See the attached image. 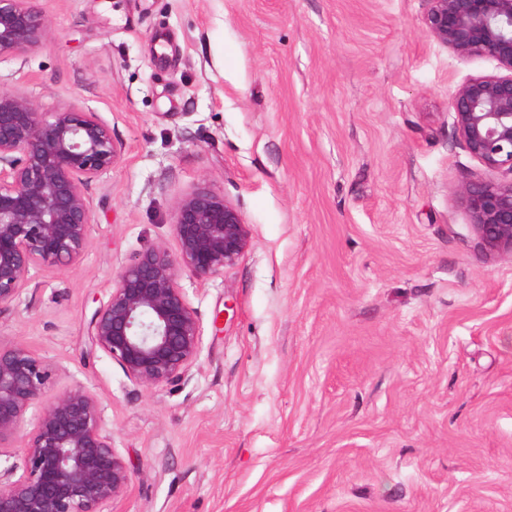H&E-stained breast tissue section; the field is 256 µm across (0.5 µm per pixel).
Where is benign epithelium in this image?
<instances>
[{"instance_id":"7a95c632","label":"benign epithelium","mask_w":512,"mask_h":512,"mask_svg":"<svg viewBox=\"0 0 512 512\" xmlns=\"http://www.w3.org/2000/svg\"><path fill=\"white\" fill-rule=\"evenodd\" d=\"M31 2L0 0V55L29 51L49 35ZM428 2L429 37L461 59L496 63V72L449 90L448 106L460 145L480 166L457 189L478 243L512 255V0ZM120 157L94 113L41 112L26 96L0 90V310L19 298L33 271L82 260L90 246L84 187ZM172 228L176 250L158 244L123 268L89 323L92 345L151 390L185 377L201 348L202 324L178 284L180 270L219 274L251 240L238 209L205 184L178 200ZM50 378L26 346L0 345V454L16 446L24 454L22 473L0 481V512H110L131 473L99 399L81 384L51 394ZM38 404L27 431V412Z\"/></svg>"}]
</instances>
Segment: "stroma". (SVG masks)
I'll return each instance as SVG.
<instances>
[{
  "label": "stroma",
  "instance_id": "obj_1",
  "mask_svg": "<svg viewBox=\"0 0 512 512\" xmlns=\"http://www.w3.org/2000/svg\"><path fill=\"white\" fill-rule=\"evenodd\" d=\"M34 5L51 32L0 90L96 113L121 158L83 260L38 269L0 343L98 395L132 476L111 512H512V255L477 245L448 109L494 62L429 38L427 0ZM200 183L251 243L180 272L201 350L148 390L88 322Z\"/></svg>",
  "mask_w": 512,
  "mask_h": 512
}]
</instances>
